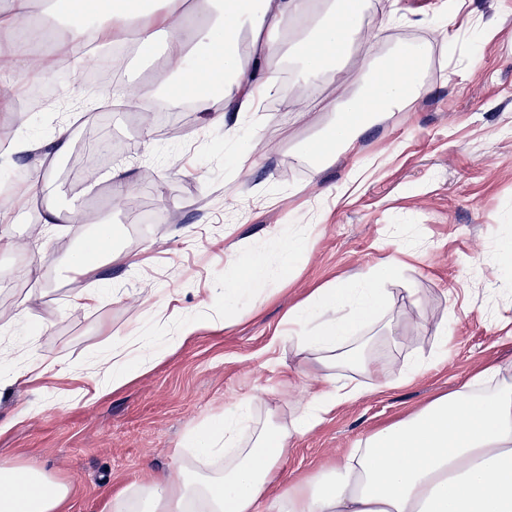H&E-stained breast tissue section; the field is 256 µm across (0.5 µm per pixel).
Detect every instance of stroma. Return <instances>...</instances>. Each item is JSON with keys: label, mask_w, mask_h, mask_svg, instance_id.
I'll use <instances>...</instances> for the list:
<instances>
[{"label": "stroma", "mask_w": 512, "mask_h": 512, "mask_svg": "<svg viewBox=\"0 0 512 512\" xmlns=\"http://www.w3.org/2000/svg\"><path fill=\"white\" fill-rule=\"evenodd\" d=\"M361 36L389 60L401 45L428 48L421 98L363 129L354 158L309 155L328 136L329 112H295L292 100L256 112L229 113L223 95L205 93L208 112H189L175 134L144 136L143 113L126 109L125 86L150 80L156 67L136 54L114 87L93 86L55 68H0V154L16 138L28 149L0 157V176L28 170L43 191L6 209L0 233L16 250L0 253V350L15 360L0 376V457L68 484L67 512H112L113 493L177 475L200 463L189 435L250 397L255 414L274 411L288 424L312 382L308 362L288 341L286 315L315 289L393 263L383 310L356 330L380 365L396 371L412 350L429 352L435 326L448 322V362L408 384L370 390L294 438L290 477L335 460L400 411L452 391L477 367L512 361V294L498 292L512 262V0H459L448 32L434 17L443 0H398L400 21L386 23L385 0H367ZM481 39L476 53L460 47ZM51 89L47 109L21 112L30 84ZM68 126V154L45 148ZM238 130L226 141V127ZM109 140L112 165H124L135 207L113 206L111 185L80 164L94 140ZM76 207L93 224L37 233L44 209ZM109 225L124 252L146 261L111 262L92 274L70 268ZM316 227L313 243L289 272L281 243L296 225ZM263 259L266 290L247 299L250 314L198 331L156 366L121 387L96 392L97 362L113 345L146 339L164 347L225 279L246 276L247 257ZM97 293L83 305L80 289ZM420 304L407 306V291ZM43 366L32 369L34 359ZM24 419H17L20 410Z\"/></svg>", "instance_id": "obj_1"}]
</instances>
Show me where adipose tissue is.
Returning a JSON list of instances; mask_svg holds the SVG:
<instances>
[{
  "mask_svg": "<svg viewBox=\"0 0 512 512\" xmlns=\"http://www.w3.org/2000/svg\"><path fill=\"white\" fill-rule=\"evenodd\" d=\"M67 7L73 38L59 45L64 54L81 51L87 0H9L0 11V60H17L20 44L34 42L41 27L28 26L33 11L54 17ZM364 0H211L201 10L193 0H103L97 37L143 45L163 42L165 67L152 81L136 86L127 104L149 101L175 110L199 100L210 81L231 83L220 123L228 112H248L278 86L286 55L298 56L295 82L300 111H329L334 155L356 153L363 128L388 112L413 107L421 96V54L401 51L389 63L373 53L361 59L372 74L368 91L350 92L353 78L344 63L360 30ZM323 82L336 86L334 99L315 96ZM245 281L224 282V311L236 313L246 295H261L266 281L259 258L249 261ZM379 273L354 275L345 285L321 288L287 314L288 340L313 354L319 387L308 392L291 426L258 423L254 401L243 398L223 417L188 439L206 467L190 476L161 475L150 485L123 490L112 498L113 512H512V379L503 367L479 368L453 391L439 394L356 441L336 462L287 481L284 463L294 436L318 425L336 406L356 400L363 388L337 378L338 368L358 371L385 387L387 375L373 355L351 358L345 346L357 324L380 310ZM159 350L149 342L116 345L97 370L121 385L156 364ZM67 484L42 471L0 459V512H63Z\"/></svg>",
  "mask_w": 512,
  "mask_h": 512,
  "instance_id": "1",
  "label": "adipose tissue"
}]
</instances>
